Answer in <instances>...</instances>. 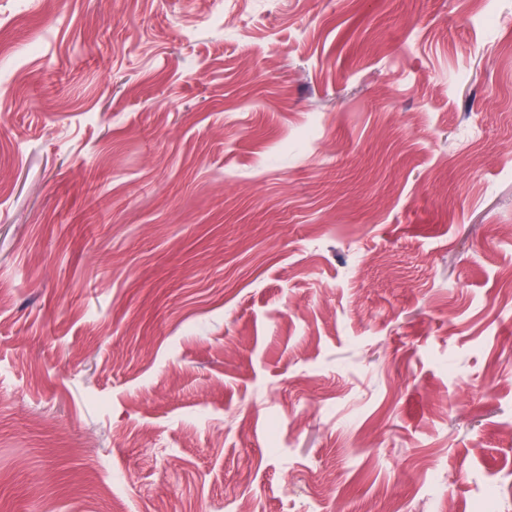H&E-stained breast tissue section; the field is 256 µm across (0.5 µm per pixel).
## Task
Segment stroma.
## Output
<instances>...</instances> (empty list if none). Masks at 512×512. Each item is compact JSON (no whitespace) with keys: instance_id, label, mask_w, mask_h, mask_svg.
Returning <instances> with one entry per match:
<instances>
[{"instance_id":"stroma-1","label":"stroma","mask_w":512,"mask_h":512,"mask_svg":"<svg viewBox=\"0 0 512 512\" xmlns=\"http://www.w3.org/2000/svg\"><path fill=\"white\" fill-rule=\"evenodd\" d=\"M512 512V0H0V512Z\"/></svg>"}]
</instances>
